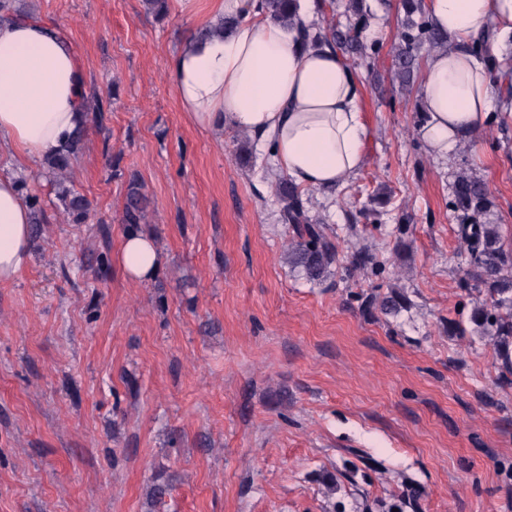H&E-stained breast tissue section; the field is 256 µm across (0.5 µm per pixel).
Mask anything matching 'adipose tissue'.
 I'll return each instance as SVG.
<instances>
[{
  "mask_svg": "<svg viewBox=\"0 0 512 512\" xmlns=\"http://www.w3.org/2000/svg\"><path fill=\"white\" fill-rule=\"evenodd\" d=\"M447 34L420 77L417 130L429 151L447 157L487 122L493 83L470 50L489 35L501 55L512 38V0H425ZM217 15H239L231 31L187 39L168 59L177 101L214 138L254 135L303 188L323 190L356 175L367 156L355 71L326 45L303 46L296 31L253 19V0H213ZM85 74L51 24L0 21V148L18 166L55 156L84 121ZM32 224L16 176L0 175V282L15 280L31 257ZM164 262L153 237L125 234L116 263L129 281L152 279Z\"/></svg>",
  "mask_w": 512,
  "mask_h": 512,
  "instance_id": "obj_1",
  "label": "adipose tissue"
}]
</instances>
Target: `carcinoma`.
I'll return each instance as SVG.
<instances>
[{
    "label": "carcinoma",
    "mask_w": 512,
    "mask_h": 512,
    "mask_svg": "<svg viewBox=\"0 0 512 512\" xmlns=\"http://www.w3.org/2000/svg\"><path fill=\"white\" fill-rule=\"evenodd\" d=\"M403 7L406 19L399 42L392 51V71L394 78L410 87L422 48L427 46L435 51L445 47L448 36L433 28L424 9V0H403ZM256 10L262 20L288 29L297 24L299 2L259 0ZM347 12L344 24L332 17L327 25L305 31L303 43H327L350 58L366 60L364 32L368 15L363 11L362 0H348ZM85 130L84 126L78 128L62 150L45 162L52 177L57 210L70 224H86L92 217L90 201L74 188L69 176L73 162L82 151ZM273 195L280 206L283 224L293 234L288 263L310 281L327 278L332 265L338 262V250L319 223L309 216L300 187L288 176L280 175L273 184ZM453 196L451 208L463 213L459 231L469 255L462 268L461 287L485 293L484 301L471 310L469 320L480 336L490 338L501 372L512 374V251L502 247L499 225L481 221L491 201L480 178L461 170L453 183ZM24 200L32 211L34 224L48 223L39 196L28 193ZM149 213L150 198L142 181L134 175L127 184L119 221L129 228H137L148 223Z\"/></svg>",
    "instance_id": "1"
}]
</instances>
